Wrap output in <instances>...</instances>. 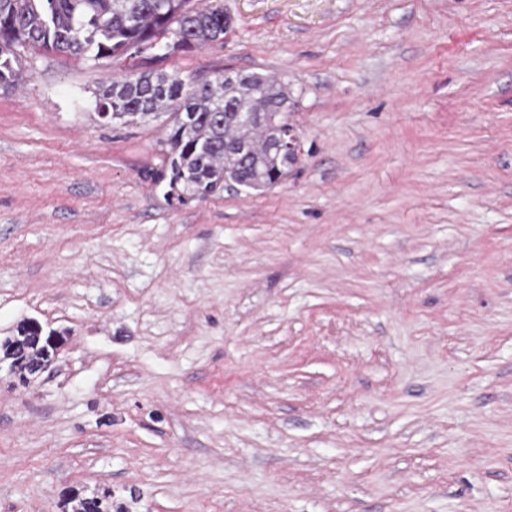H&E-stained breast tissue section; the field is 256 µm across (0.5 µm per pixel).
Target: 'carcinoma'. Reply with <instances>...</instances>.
I'll list each match as a JSON object with an SVG mask.
<instances>
[{
	"label": "carcinoma",
	"mask_w": 512,
	"mask_h": 512,
	"mask_svg": "<svg viewBox=\"0 0 512 512\" xmlns=\"http://www.w3.org/2000/svg\"><path fill=\"white\" fill-rule=\"evenodd\" d=\"M232 26L224 6L212 0H0V85L24 79L23 52H63L85 60L134 58L157 39L178 41L190 53L224 38ZM288 89L252 72L232 83L217 72L203 81L155 71L129 72L103 87L95 111L103 124L172 119L167 139L168 194L183 203L205 199L235 184L262 191L280 182L293 161L275 142L295 130ZM25 323L0 342L15 376L51 354L31 339ZM72 512L112 509V491L101 488L69 498Z\"/></svg>",
	"instance_id": "carcinoma-1"
}]
</instances>
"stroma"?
<instances>
[{
	"mask_svg": "<svg viewBox=\"0 0 512 512\" xmlns=\"http://www.w3.org/2000/svg\"><path fill=\"white\" fill-rule=\"evenodd\" d=\"M224 39L0 89V512H512V0H220ZM286 86L297 160L169 204L130 68ZM29 324L36 336L32 334L30 327L26 323L21 322L16 327V334L13 336L6 337L0 342V352L3 353V357L11 360L14 368V374L19 380L26 381L27 375H31V366L42 361L33 369L36 377L42 371H44L52 362L44 361L48 358V355H53L50 347L44 344H38L35 340H32L30 336L35 338L37 341L42 339L43 328L36 320L29 319ZM69 504L71 512H112V491L101 488L84 496L76 492L69 498Z\"/></svg>",
	"mask_w": 512,
	"mask_h": 512,
	"instance_id": "obj_1",
	"label": "stroma"
}]
</instances>
